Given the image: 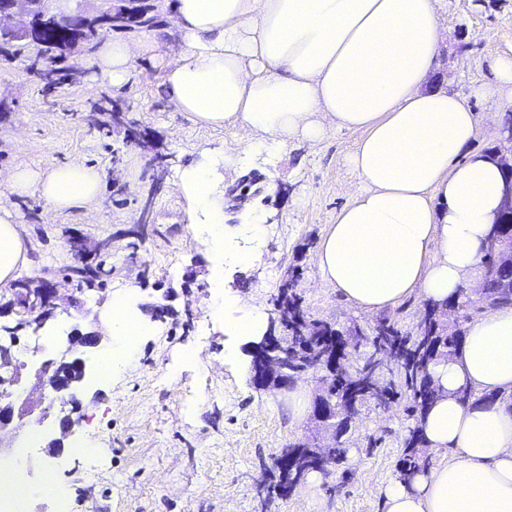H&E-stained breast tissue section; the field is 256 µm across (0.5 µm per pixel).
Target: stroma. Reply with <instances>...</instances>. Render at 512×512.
I'll return each instance as SVG.
<instances>
[{"instance_id": "1", "label": "stroma", "mask_w": 512, "mask_h": 512, "mask_svg": "<svg viewBox=\"0 0 512 512\" xmlns=\"http://www.w3.org/2000/svg\"><path fill=\"white\" fill-rule=\"evenodd\" d=\"M442 17L448 37L431 82L451 80L453 91L476 112L478 133L470 149L483 153L499 144L512 99L503 100L492 116L473 90L491 79L495 57L512 54V0H444ZM91 57L86 49L73 50L65 61L70 79L48 93L25 75V55H0V100L10 105L0 112V197L14 211L29 257L16 277L39 278L51 268L63 300L45 335L23 340L31 354L19 395L42 407L59 406V394L39 380L37 369L75 332L100 330L119 295L144 324L141 358L135 369L114 368L110 378L83 389L80 425L72 434L62 435L51 414L41 421L24 418L9 436L0 464L22 465L35 489L54 462L46 451L49 440L62 439L68 447L91 434L98 441L88 457L68 459L58 470L55 496L28 497L27 512H55L59 495L69 512H385V491L398 477L396 464L411 424L400 403L363 410L342 437L346 460L332 475L315 476L261 509L257 484L273 455L304 438L328 443L329 435L310 410L291 416L287 392L256 387L250 343L207 313L219 286L225 297L271 307L290 272L314 318L342 330L374 325V314L351 306L323 283L316 264L328 225L356 187L345 156L357 133L226 157L224 130L194 124L178 112L152 60L139 59L129 83L115 89L89 67ZM112 107L148 132L152 149L128 141L122 128L111 125ZM157 152L171 161L155 195L153 222L140 239L141 196L151 188ZM212 155L221 158L212 175L224 213L220 249L181 189L186 170ZM73 159L100 175L92 208L56 214L38 195L6 191L4 180L15 168ZM252 174L260 191L251 211L267 219L256 239L246 231L250 211L241 210L230 193ZM76 232L90 246L111 241L106 265L112 273L103 287L88 291L64 279V267L76 263L68 243ZM243 252L251 258L246 268L236 262ZM370 436L380 444L369 454L364 444Z\"/></svg>"}]
</instances>
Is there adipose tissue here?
I'll use <instances>...</instances> for the list:
<instances>
[{
  "instance_id": "1",
  "label": "adipose tissue",
  "mask_w": 512,
  "mask_h": 512,
  "mask_svg": "<svg viewBox=\"0 0 512 512\" xmlns=\"http://www.w3.org/2000/svg\"><path fill=\"white\" fill-rule=\"evenodd\" d=\"M167 34L104 42L91 65L124 86L137 59H157L177 111L229 131L225 154L290 140L319 143L341 130L360 137L345 158L358 186L322 238L325 283L367 313L417 296L440 305L483 274V246L503 197L500 165L469 152L475 112L458 93L429 87L446 39L441 0H171ZM9 193L38 192L56 211L91 206L97 171L74 159L18 168ZM28 250L8 203L0 204V291ZM245 340L258 339L263 305L212 298ZM102 329L114 339L107 367L139 360L141 321L113 299ZM440 394L422 421L425 444L452 461L386 489V512H512V408L462 404L461 387L512 393V304L472 320L448 362L433 369Z\"/></svg>"
}]
</instances>
